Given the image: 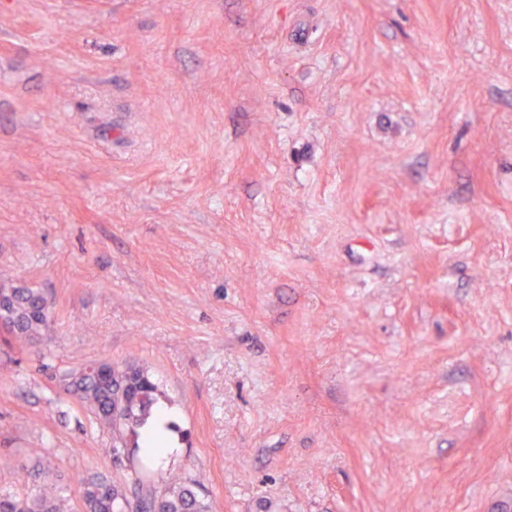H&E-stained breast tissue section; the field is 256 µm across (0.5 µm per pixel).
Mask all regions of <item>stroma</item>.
I'll use <instances>...</instances> for the list:
<instances>
[{
    "label": "stroma",
    "instance_id": "obj_1",
    "mask_svg": "<svg viewBox=\"0 0 512 512\" xmlns=\"http://www.w3.org/2000/svg\"><path fill=\"white\" fill-rule=\"evenodd\" d=\"M1 283L0 493L122 361L211 512H512V0H0ZM0 324L9 327L11 334H5L4 340L33 342L46 324L49 311L46 299L41 292L24 287H6L0 285Z\"/></svg>",
    "mask_w": 512,
    "mask_h": 512
}]
</instances>
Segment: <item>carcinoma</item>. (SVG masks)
I'll return each instance as SVG.
<instances>
[{"label":"carcinoma","mask_w":512,"mask_h":512,"mask_svg":"<svg viewBox=\"0 0 512 512\" xmlns=\"http://www.w3.org/2000/svg\"><path fill=\"white\" fill-rule=\"evenodd\" d=\"M0 324L9 327L4 340L34 341L46 324L49 311L41 292L0 285ZM115 370L101 377L89 365L64 375V390L75 403L94 417L112 436L109 453L126 451L128 468L121 480L100 478L79 484L82 512H130L128 493L139 499L137 512H209L199 483L187 477H170L160 486L145 482L134 454L139 429L162 396L149 370L134 363H113ZM0 512H73L71 498L46 490L26 497L0 494Z\"/></svg>","instance_id":"cac0c4a2"}]
</instances>
